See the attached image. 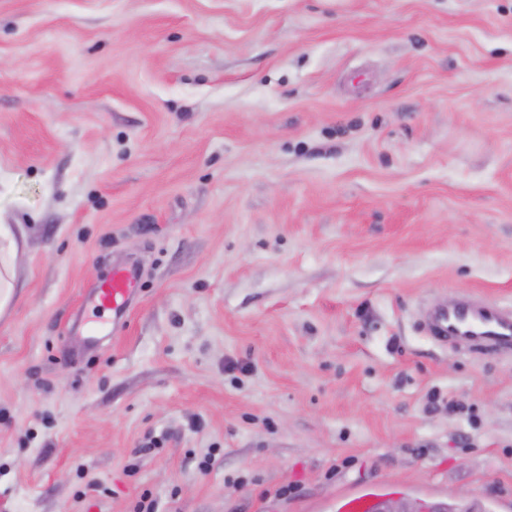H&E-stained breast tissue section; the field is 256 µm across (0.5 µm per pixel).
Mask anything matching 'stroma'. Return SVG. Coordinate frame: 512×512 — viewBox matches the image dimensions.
<instances>
[{
  "mask_svg": "<svg viewBox=\"0 0 512 512\" xmlns=\"http://www.w3.org/2000/svg\"><path fill=\"white\" fill-rule=\"evenodd\" d=\"M0 224V512H512V0H0ZM20 240L10 224H0V314L12 299L15 288V258ZM137 287L133 269L114 267L110 275L95 288L87 303L95 317L103 311H112V323L126 317ZM420 320L438 345L460 354L512 356V307L490 305L476 297L425 305Z\"/></svg>",
  "mask_w": 512,
  "mask_h": 512,
  "instance_id": "1",
  "label": "stroma"
}]
</instances>
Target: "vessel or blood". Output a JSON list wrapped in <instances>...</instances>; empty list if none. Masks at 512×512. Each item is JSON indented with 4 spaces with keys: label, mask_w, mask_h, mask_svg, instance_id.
Returning a JSON list of instances; mask_svg holds the SVG:
<instances>
[{
    "label": "vessel or blood",
    "mask_w": 512,
    "mask_h": 512,
    "mask_svg": "<svg viewBox=\"0 0 512 512\" xmlns=\"http://www.w3.org/2000/svg\"><path fill=\"white\" fill-rule=\"evenodd\" d=\"M137 287L133 269L113 268L95 288L88 304L93 314L111 312L113 320L126 316ZM420 320L438 345L460 354L512 356V307L496 306L475 297L425 305Z\"/></svg>",
    "instance_id": "obj_1"
}]
</instances>
